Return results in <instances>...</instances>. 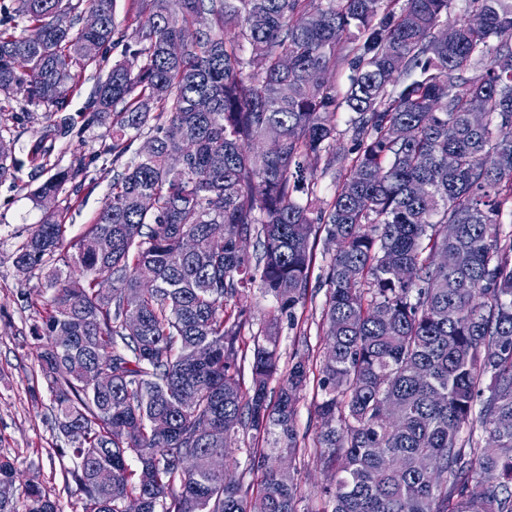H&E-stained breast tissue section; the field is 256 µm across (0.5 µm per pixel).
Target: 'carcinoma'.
Listing matches in <instances>:
<instances>
[{
  "mask_svg": "<svg viewBox=\"0 0 512 512\" xmlns=\"http://www.w3.org/2000/svg\"><path fill=\"white\" fill-rule=\"evenodd\" d=\"M449 2L133 0L129 22L114 0H88L99 17L88 28L82 0H0V94L62 112L74 65L105 70L88 122H110L112 163L130 131L153 143L114 170L77 241L49 211L15 257L23 271L47 269L53 290L31 335L81 512H124L130 497L141 512H299L298 468L285 478L278 462L305 453L295 413L309 357L295 354L269 385L278 325L306 301L322 231L336 241L318 282L323 512H512V428H500L512 422V0H465L482 27L455 22L440 45ZM111 44L122 59L110 61ZM340 60L350 75L338 98ZM341 108L354 157L331 200L299 203L300 178L340 159ZM72 130L63 117L41 141ZM22 165L0 138V181ZM85 169L77 158L57 170L37 202L67 184L81 193ZM187 236L199 251L185 250ZM436 253L470 262L438 266ZM396 264L413 279L396 278ZM256 287L275 305L248 348ZM106 371L112 388L100 391ZM239 437L264 471L255 492L209 468ZM0 512L61 508L32 481L21 503L0 494Z\"/></svg>",
  "mask_w": 512,
  "mask_h": 512,
  "instance_id": "carcinoma-1",
  "label": "carcinoma"
}]
</instances>
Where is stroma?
Listing matches in <instances>:
<instances>
[{
  "instance_id": "obj_1",
  "label": "stroma",
  "mask_w": 512,
  "mask_h": 512,
  "mask_svg": "<svg viewBox=\"0 0 512 512\" xmlns=\"http://www.w3.org/2000/svg\"><path fill=\"white\" fill-rule=\"evenodd\" d=\"M103 79V74L93 70H77V85L67 95L66 109L74 124L73 133L57 142L47 165L48 172L52 173L68 167L79 155L92 160L84 192L76 196L65 189L55 201L71 241L79 238L92 223L112 183V157L107 152L112 137L107 126L86 121L87 106ZM9 108L14 116L0 121V137L13 141L17 158L24 160L44 126L55 120L56 115L21 97L11 100ZM31 174V167L23 164L13 178L0 181V455L16 463V498H23L28 482L36 478L48 489L58 492L63 512H75L79 499L77 489H65L59 467L50 463L51 455L63 442L51 428L50 392L29 334L30 325L40 323L43 307L24 298L25 291L43 287L44 278L38 271L27 275L19 273L14 263L18 248L43 217L42 209L33 199L38 182ZM325 300V290H318L312 301L296 307L295 321L280 323L281 365H288L293 358L299 332L307 334L310 378L297 405L295 422L298 433L305 437L306 446L298 464V479L302 490L310 493L309 505L315 510L320 508L321 502L313 498L312 492L326 481L317 451L315 419V406L322 398L319 369L327 351L321 329Z\"/></svg>"
}]
</instances>
